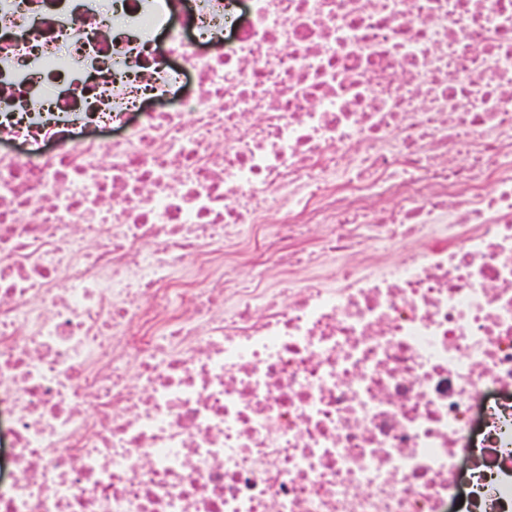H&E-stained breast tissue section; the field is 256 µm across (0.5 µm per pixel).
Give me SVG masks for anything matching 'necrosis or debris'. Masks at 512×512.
I'll list each match as a JSON object with an SVG mask.
<instances>
[{"instance_id": "obj_1", "label": "necrosis or debris", "mask_w": 512, "mask_h": 512, "mask_svg": "<svg viewBox=\"0 0 512 512\" xmlns=\"http://www.w3.org/2000/svg\"><path fill=\"white\" fill-rule=\"evenodd\" d=\"M0 512H512V0H0Z\"/></svg>"}]
</instances>
